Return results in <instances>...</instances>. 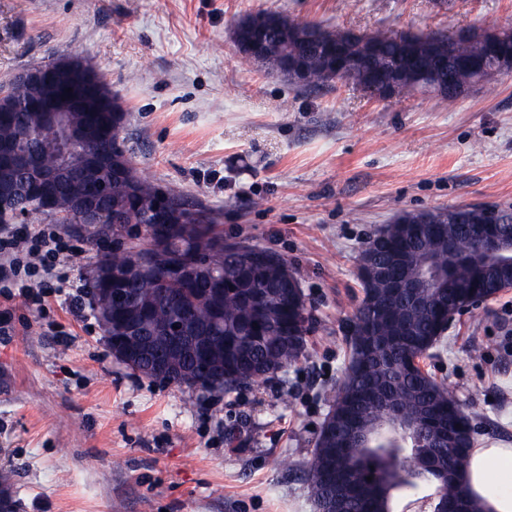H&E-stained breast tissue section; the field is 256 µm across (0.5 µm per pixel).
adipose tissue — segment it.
I'll return each mask as SVG.
<instances>
[{
	"label": "adipose tissue",
	"instance_id": "obj_1",
	"mask_svg": "<svg viewBox=\"0 0 512 512\" xmlns=\"http://www.w3.org/2000/svg\"><path fill=\"white\" fill-rule=\"evenodd\" d=\"M463 483L483 512H512V445L476 442L468 452Z\"/></svg>",
	"mask_w": 512,
	"mask_h": 512
}]
</instances>
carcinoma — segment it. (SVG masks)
Returning a JSON list of instances; mask_svg holds the SVG:
<instances>
[{
    "label": "carcinoma",
    "instance_id": "obj_1",
    "mask_svg": "<svg viewBox=\"0 0 512 512\" xmlns=\"http://www.w3.org/2000/svg\"><path fill=\"white\" fill-rule=\"evenodd\" d=\"M261 40L268 64L280 75L292 78L294 69L307 72L308 87L333 85L337 81L364 86L366 77L380 80L388 74L387 64H400L416 71L431 56L448 59L443 78L467 84L481 68L489 52L512 58V38L492 49L477 41L456 35L396 34L385 28L364 33L365 39L352 36V29L340 25L300 23L280 13L259 11L237 22L235 39L247 43ZM341 44L346 49L345 75L322 52L327 45ZM432 77L409 80L397 87L394 95L404 97L428 90ZM103 92L112 98V118L102 112H67L57 127L43 124L37 112H13L0 119V142H12L19 151L43 167L63 161L81 163L86 150L112 151L119 147L118 162L130 175L134 187L118 175L112 177L110 202L112 223L88 232V240L119 232L127 224H141L148 247L117 248L97 257L93 284L108 267L119 271L138 258L150 260L153 275L114 283L127 288L134 308L146 322L161 328L183 317L199 325L216 324L210 341L224 346V379H214L212 370L197 366L192 379L203 388H222L231 393L260 379L269 378L299 360L308 333L310 312L307 303L296 304L283 286L292 272L288 260L279 257L273 265L251 263L237 252L226 250L217 218L208 209L186 208L181 190L170 186L160 190L142 176L125 146L124 131L128 112L112 96L107 80ZM4 99L24 102L30 96L27 84L8 80L0 83ZM96 123L102 127L95 140L78 144L67 140L70 127ZM83 185L72 184L60 194L55 210L41 208L33 197L22 198L19 206L30 224H78L71 196ZM163 194L171 211L182 218L180 224H153L149 215L157 194ZM386 231L383 246L366 243L362 253H378L387 261L391 253L400 254L394 275L413 282L424 274L429 259L450 271L442 286L429 288L432 302H451L453 297L468 298L486 286L512 279V266H485L476 258V244L464 224L449 218L438 227H428L422 236H411V227L400 224L382 226ZM198 263L194 279L177 276L172 267L185 262ZM370 298L362 299L352 312L353 332L347 338L348 365L338 384L330 412V435L318 434L315 448L302 464L307 488L315 506L332 493L320 479L322 471L334 462L351 472L350 484L360 500V509L347 502L346 512H397L403 501L457 504L459 512H483L470 498L460 480L439 479L437 472L451 469L461 473L467 449L475 443L453 439L456 425L472 422L471 412L456 400L448 386L421 366L432 356L426 341L437 337L439 318L434 309L414 299L412 292L397 295L387 280L368 285ZM372 480H367V477Z\"/></svg>",
    "mask_w": 512,
    "mask_h": 512
}]
</instances>
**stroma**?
<instances>
[{
    "mask_svg": "<svg viewBox=\"0 0 512 512\" xmlns=\"http://www.w3.org/2000/svg\"><path fill=\"white\" fill-rule=\"evenodd\" d=\"M258 11L360 32L512 27V0H0V80L84 57L130 114L139 168L216 210L225 239L288 258L310 307L303 355L273 378L232 393L157 381L113 357L91 297L97 255L146 246L143 227L92 251L60 225L67 295L37 309L0 285L16 512H316L301 463L347 365L366 242L407 212L512 210V76L441 104L305 89L238 55L234 25ZM426 368L475 407L476 439L512 445V291L457 316Z\"/></svg>",
    "mask_w": 512,
    "mask_h": 512,
    "instance_id": "35a3bbf8",
    "label": "stroma"
}]
</instances>
